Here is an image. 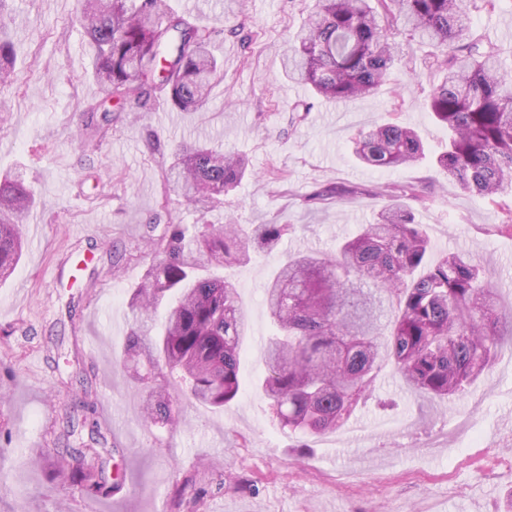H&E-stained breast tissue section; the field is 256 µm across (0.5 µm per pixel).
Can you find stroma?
I'll return each instance as SVG.
<instances>
[{"mask_svg": "<svg viewBox=\"0 0 512 512\" xmlns=\"http://www.w3.org/2000/svg\"><path fill=\"white\" fill-rule=\"evenodd\" d=\"M167 0L172 14L220 31L211 50L223 65L207 106L177 112L158 103L121 114L109 128L83 120L99 88L94 49L70 18L76 0H7L17 54L13 80L0 85V176L34 177L39 203L22 226L25 251L0 284V512H170L176 480L212 463L223 489L200 512H512V338L462 397L415 395L382 370L372 395L336 432L281 429L252 385L265 370L275 331L266 282L291 253L331 256L361 225L375 223L395 183L418 185L411 202L433 249L430 260L462 252L498 288L503 330L512 329V234L494 228L486 199L445 180L433 158L447 131L426 110L442 77L425 51L393 72L374 96L329 103L285 78L282 51L314 0ZM245 20L249 43L230 35ZM470 22L488 34L512 72V0L487 11L473 0ZM395 121L417 130L429 157L373 171L354 157L362 129ZM205 144L245 155L249 168L220 207L186 204L167 181L174 150ZM360 183L369 195L306 205L303 194ZM287 224L268 256L224 268L236 283L250 331L240 351L246 391L221 410L184 405L170 430L146 426L136 380L122 359L134 285L149 268L148 234L169 224ZM125 319L113 328L114 316ZM85 402L118 453L122 491L85 500L55 477L48 456L65 405ZM251 484L236 492V483Z\"/></svg>", "mask_w": 512, "mask_h": 512, "instance_id": "1", "label": "stroma"}]
</instances>
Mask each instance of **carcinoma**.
Wrapping results in <instances>:
<instances>
[{"mask_svg": "<svg viewBox=\"0 0 512 512\" xmlns=\"http://www.w3.org/2000/svg\"><path fill=\"white\" fill-rule=\"evenodd\" d=\"M471 0H315L313 11L283 49L288 78L331 102L375 94L395 67L407 66L398 38L433 48L429 64L444 73L426 108L448 129L439 171L462 189L495 201L498 230L512 232V74L484 50L488 39L468 25ZM0 0V82L13 70L6 29L10 14ZM71 22L90 39L95 54L98 105L143 110L155 98L181 112L208 102L219 72L210 52L217 30L174 17L166 0H77ZM356 154L368 168L389 171L424 157L419 134L387 122L361 130ZM167 180L192 205L213 207L247 169L238 153L183 145ZM342 184L303 196L305 204L367 195ZM391 202L374 224L361 226L330 257L291 254L265 288L278 332L267 343L264 376L255 383L284 429L307 436L342 427L390 366L413 392L449 398L462 394L492 366L502 333L498 292L471 257L449 253L427 262L431 240L400 204L419 198L413 184L388 188ZM36 205L28 181L0 178V281L21 259L22 222ZM288 224H202L187 234L166 225L149 239L152 264L135 289L134 325L125 361L144 384L143 413L150 424L175 427L182 404L222 408L245 389L240 346L249 330L238 287L202 269H218L279 249ZM173 300L160 325L156 309ZM95 448H68L61 483L89 499L121 490L122 475L107 470L108 446L97 422ZM205 487L190 473L173 484V512H198Z\"/></svg>", "mask_w": 512, "mask_h": 512, "instance_id": "carcinoma-1", "label": "carcinoma"}]
</instances>
